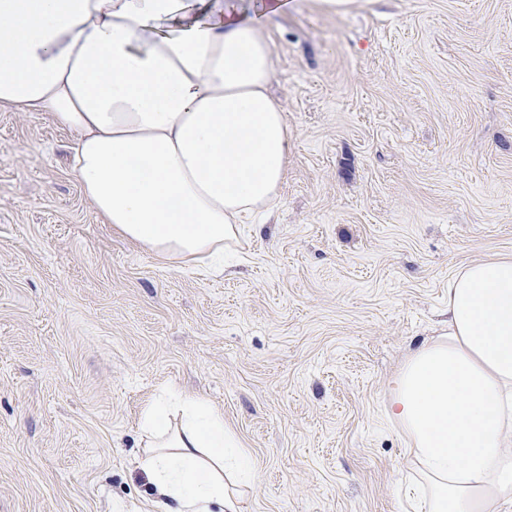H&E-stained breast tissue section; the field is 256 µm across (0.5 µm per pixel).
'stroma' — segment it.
I'll return each instance as SVG.
<instances>
[{"label": "stroma", "instance_id": "stroma-1", "mask_svg": "<svg viewBox=\"0 0 512 512\" xmlns=\"http://www.w3.org/2000/svg\"><path fill=\"white\" fill-rule=\"evenodd\" d=\"M267 32L293 148L221 276L114 232L70 133L0 111V512H157L169 385L248 448L244 512H402L391 379L450 274L512 256V0H294Z\"/></svg>", "mask_w": 512, "mask_h": 512}]
</instances>
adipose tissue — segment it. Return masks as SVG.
I'll use <instances>...</instances> for the list:
<instances>
[{"label":"adipose tissue","instance_id":"ef3b65f1","mask_svg":"<svg viewBox=\"0 0 512 512\" xmlns=\"http://www.w3.org/2000/svg\"><path fill=\"white\" fill-rule=\"evenodd\" d=\"M288 7L0 0V108L72 133L71 175L114 231L170 263L223 268L225 242L285 181L291 135L264 21ZM446 313L386 407L413 463L404 512H500L512 503V256L454 272ZM140 426L159 512H243L252 459L221 410L169 390Z\"/></svg>","mask_w":512,"mask_h":512}]
</instances>
